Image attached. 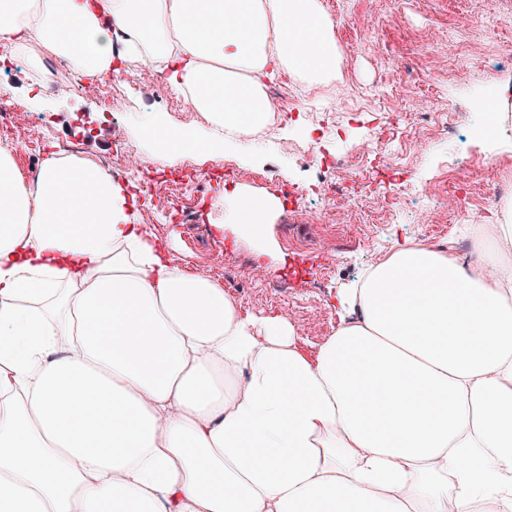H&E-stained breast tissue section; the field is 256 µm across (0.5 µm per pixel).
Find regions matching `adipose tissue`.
Returning a JSON list of instances; mask_svg holds the SVG:
<instances>
[{"mask_svg": "<svg viewBox=\"0 0 512 512\" xmlns=\"http://www.w3.org/2000/svg\"><path fill=\"white\" fill-rule=\"evenodd\" d=\"M33 41L81 74L162 61L209 124L145 115L165 160L218 155L266 78L342 58L322 0H0V44ZM131 198L87 160L29 186L0 146V512H512V233L472 225L478 265L398 248L309 357L287 316L172 265ZM221 201L217 231L280 262L281 200Z\"/></svg>", "mask_w": 512, "mask_h": 512, "instance_id": "ef3b65f1", "label": "adipose tissue"}]
</instances>
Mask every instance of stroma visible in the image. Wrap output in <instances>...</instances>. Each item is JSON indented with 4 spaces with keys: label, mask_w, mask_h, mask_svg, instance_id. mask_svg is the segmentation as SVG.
I'll list each match as a JSON object with an SVG mask.
<instances>
[{
    "label": "stroma",
    "mask_w": 512,
    "mask_h": 512,
    "mask_svg": "<svg viewBox=\"0 0 512 512\" xmlns=\"http://www.w3.org/2000/svg\"><path fill=\"white\" fill-rule=\"evenodd\" d=\"M324 7L342 53L335 80L312 90L281 71L265 84L269 90L285 87L291 107L299 114L294 129L276 132L278 139L287 141V150L263 140L238 138L217 157L197 151L176 155L162 163L166 174L178 176L193 168L210 175L203 186L188 183L185 194L190 200L197 192L205 193L204 223H169L163 200L137 214L138 223L150 224L152 238L168 243L169 259L188 264L190 272L202 274L214 258L227 257L228 280L223 288L242 312L270 314V282L287 281L289 319L300 336V348L309 355L335 331L340 298L395 248L423 246L437 234L440 247L471 260L475 253L465 225H482L488 238L498 237L496 216L512 205V189L505 187L492 213L483 209L492 183L512 179V0H324ZM0 88L26 112L43 117L47 148L72 139L79 128H88L84 156L93 162L112 157L120 141L146 156L149 148L134 129L138 116L146 112L162 116L170 129L179 132L205 126L181 98L158 95L144 80L122 82L114 96L53 97L39 91L32 65L23 63L0 82ZM477 90L495 96L490 110L503 121L496 139L471 128L475 118L471 95ZM115 97L121 99L122 108L104 116L106 103ZM420 100L429 101L434 111L454 113V137L440 140L433 119L423 116L415 136L402 132L385 146L389 162L378 167V176L400 184L403 203L396 212H386L374 194L350 198L349 181L374 163L373 156L361 151L368 130L385 113L407 112ZM330 111L337 114L336 124L328 128L323 146L336 164L325 171L313 159L310 135ZM416 136L434 141L430 154L416 151L412 143ZM486 156L496 158V167L481 168ZM455 157L472 169L468 199L462 206L454 204L450 194V162ZM224 164L236 170L237 186L258 193L267 192L260 176L270 171L299 185L328 179L335 182L338 193L331 205L310 197L302 204L301 216L285 223L274 220L271 236L284 260L260 267L247 246L232 245L213 226L220 214L216 191L224 184L214 172ZM423 207L430 214L426 224L416 218ZM365 214L372 215V223H361Z\"/></svg>",
    "instance_id": "35a3bbf8"
}]
</instances>
